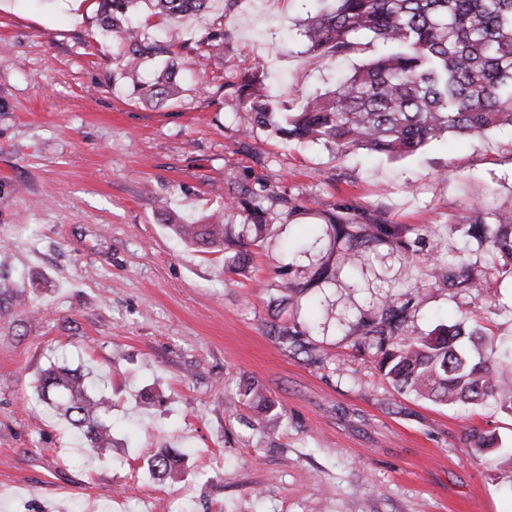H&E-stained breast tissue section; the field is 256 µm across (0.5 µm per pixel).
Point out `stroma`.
<instances>
[{"label": "stroma", "mask_w": 512, "mask_h": 512, "mask_svg": "<svg viewBox=\"0 0 512 512\" xmlns=\"http://www.w3.org/2000/svg\"><path fill=\"white\" fill-rule=\"evenodd\" d=\"M316 0H215L178 25L192 43L224 31L161 104L112 79L94 0H0V512H512V467L472 456L471 430L512 448V415L397 393L364 347L362 320L420 284L404 331L465 323L512 345V272L494 270L461 227L466 209L512 211V127L441 134L391 157L242 134L232 86L263 64L289 111L361 65L307 51ZM264 189L270 227L234 254L182 244L188 222L239 209L218 193ZM360 227L364 258L334 243ZM397 224L408 248L381 239ZM486 277L482 292L423 278L428 252ZM300 291L283 301L273 285ZM297 323L300 344L276 325ZM101 376L114 459L87 452L49 414L37 381L56 358ZM266 387L278 413L255 419L238 393ZM188 452L173 478H146L155 449Z\"/></svg>", "instance_id": "obj_1"}]
</instances>
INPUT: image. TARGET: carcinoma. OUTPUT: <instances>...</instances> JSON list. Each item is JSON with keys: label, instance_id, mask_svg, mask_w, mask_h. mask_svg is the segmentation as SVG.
Returning <instances> with one entry per match:
<instances>
[{"label": "carcinoma", "instance_id": "obj_1", "mask_svg": "<svg viewBox=\"0 0 512 512\" xmlns=\"http://www.w3.org/2000/svg\"><path fill=\"white\" fill-rule=\"evenodd\" d=\"M321 11L305 20L308 51L323 59L364 54L367 61L310 98L284 125L272 121L275 105L257 66L237 87L239 125L246 132L274 129L287 142L330 144L340 153L366 148L391 155H411L443 133L480 137L501 125L512 126V0H323ZM140 4L170 23L156 37L134 20ZM102 35L117 43L113 74L132 85L139 97L156 103L181 92L179 55L193 48L182 42L175 26L187 16L211 8V0H96ZM199 45L219 51L224 31L208 32ZM250 189H227L224 205L242 208L243 231L262 238L268 210ZM493 223H488V219ZM184 243L224 250L237 236L230 224H169ZM463 229L484 239L493 256L512 263V212L504 215L471 207ZM423 275L448 282V264L434 257ZM418 287L403 302L395 299L380 321L363 324V345L375 350L379 372L398 391H411L445 405L493 402L512 414V349L493 346L477 358L460 348L478 335L462 324L444 326L424 336H408L403 325ZM39 398L78 432L88 451L104 457L112 451V400L94 389L87 375L67 364H53L39 378ZM248 404L269 412L273 401L259 385L243 391ZM472 454L498 462V438L491 431L467 436ZM185 454L174 449L151 456L152 471L170 476Z\"/></svg>", "mask_w": 512, "mask_h": 512}]
</instances>
